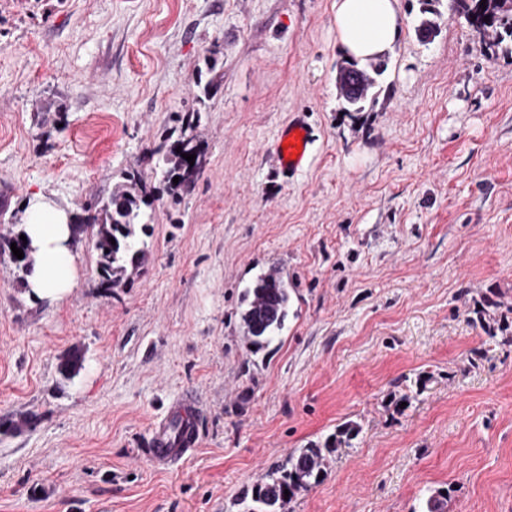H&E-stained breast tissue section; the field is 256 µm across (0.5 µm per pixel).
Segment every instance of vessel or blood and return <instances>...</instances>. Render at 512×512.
Returning a JSON list of instances; mask_svg holds the SVG:
<instances>
[{
  "label": "vessel or blood",
  "mask_w": 512,
  "mask_h": 512,
  "mask_svg": "<svg viewBox=\"0 0 512 512\" xmlns=\"http://www.w3.org/2000/svg\"><path fill=\"white\" fill-rule=\"evenodd\" d=\"M312 142L313 130L306 115L293 114L268 147L276 159L278 174L288 179L302 172L308 164ZM198 405L196 394L186 393L172 402L165 416L153 425L149 455L155 465H174L198 447Z\"/></svg>",
  "instance_id": "obj_1"
}]
</instances>
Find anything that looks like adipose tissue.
Instances as JSON below:
<instances>
[{"label":"adipose tissue","instance_id":"1","mask_svg":"<svg viewBox=\"0 0 512 512\" xmlns=\"http://www.w3.org/2000/svg\"><path fill=\"white\" fill-rule=\"evenodd\" d=\"M335 8L336 46L358 62L391 51L401 35L397 0H336ZM24 232L30 246L28 296L49 304L65 300L79 283L65 210L50 198H33Z\"/></svg>","mask_w":512,"mask_h":512}]
</instances>
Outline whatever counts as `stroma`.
<instances>
[{
  "mask_svg": "<svg viewBox=\"0 0 512 512\" xmlns=\"http://www.w3.org/2000/svg\"><path fill=\"white\" fill-rule=\"evenodd\" d=\"M333 4L0 0V235L34 196L71 210L146 173L220 78L203 172L148 207L129 286L99 288L86 234L56 305L0 258V512H240L262 473L349 424L288 512H423L438 492L446 512H512V40L485 52L451 0H398L388 69L347 112ZM296 112L315 141L285 182L266 147ZM271 264L293 306L254 354L241 294ZM187 390L200 444L156 467L151 426Z\"/></svg>",
  "mask_w": 512,
  "mask_h": 512,
  "instance_id": "1",
  "label": "stroma"
}]
</instances>
